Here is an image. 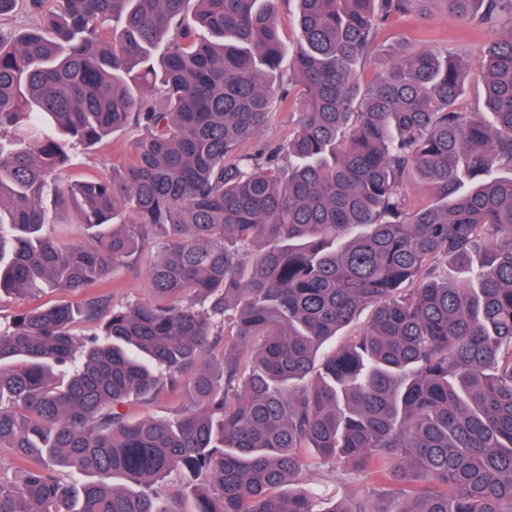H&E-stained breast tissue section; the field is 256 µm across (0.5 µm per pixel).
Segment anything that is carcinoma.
<instances>
[{
    "label": "carcinoma",
    "mask_w": 512,
    "mask_h": 512,
    "mask_svg": "<svg viewBox=\"0 0 512 512\" xmlns=\"http://www.w3.org/2000/svg\"><path fill=\"white\" fill-rule=\"evenodd\" d=\"M282 2L0 0L39 16L0 34V294L84 295L0 323V512H184L175 471L195 512H512V0H444L500 37L368 86L379 29L425 0H297L293 46ZM276 102L292 137L243 151ZM125 128L129 164L58 182ZM145 251L148 297L90 292ZM166 390L191 406L124 412ZM328 460L377 497L298 484ZM296 6L294 2H282L279 10L278 26L281 38L293 43L297 39L298 30L295 20Z\"/></svg>",
    "instance_id": "carcinoma-1"
}]
</instances>
